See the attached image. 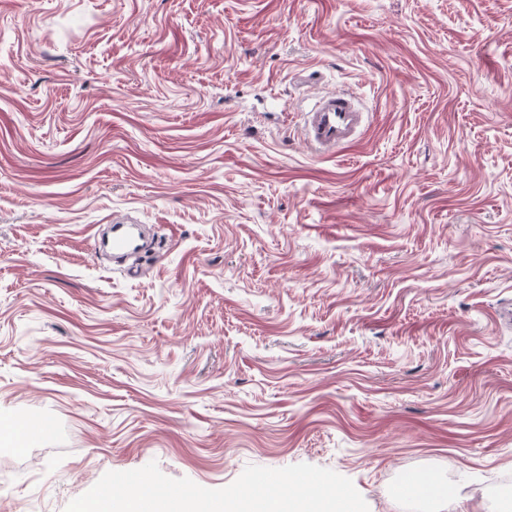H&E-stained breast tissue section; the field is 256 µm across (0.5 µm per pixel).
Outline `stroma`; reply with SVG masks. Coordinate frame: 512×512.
<instances>
[{
  "label": "stroma",
  "instance_id": "1",
  "mask_svg": "<svg viewBox=\"0 0 512 512\" xmlns=\"http://www.w3.org/2000/svg\"><path fill=\"white\" fill-rule=\"evenodd\" d=\"M336 89L369 125L320 158ZM510 307L512 0H0V512L153 460L512 512ZM317 98L306 113L302 136L320 156L332 157L358 141L366 112L360 102L344 90L324 93ZM113 233L115 234L112 238V253L119 268L116 271L122 272L127 276H131L134 273L132 267H123L129 256L136 257L141 251V245L139 238L132 234V232L126 228L124 224H114Z\"/></svg>",
  "mask_w": 512,
  "mask_h": 512
}]
</instances>
